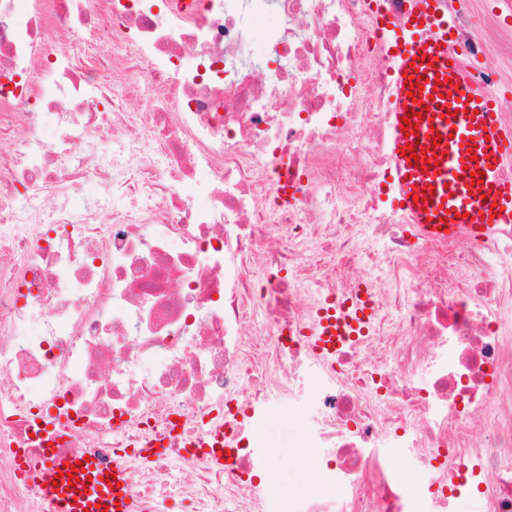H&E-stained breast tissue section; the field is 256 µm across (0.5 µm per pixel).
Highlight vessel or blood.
I'll return each instance as SVG.
<instances>
[{"mask_svg":"<svg viewBox=\"0 0 512 512\" xmlns=\"http://www.w3.org/2000/svg\"><path fill=\"white\" fill-rule=\"evenodd\" d=\"M440 5L441 0H417L415 20L405 21L398 37L391 124L396 204L426 236L453 238L465 231L483 238L512 217V176L506 172L512 163V130L454 50ZM406 118L418 121L416 134L408 137L401 130ZM431 136L438 137L437 146L428 145ZM408 145L428 160L427 170L411 165L403 153ZM478 170L485 174L479 187L471 177ZM427 187L432 190L428 196L423 193ZM365 315L355 304L315 324L310 339L319 356L333 357ZM75 463V457L56 456L31 474L57 512H152L132 492L124 466L107 465L95 454L82 464L92 478L88 493L70 490L68 478L58 472Z\"/></svg>","mask_w":512,"mask_h":512,"instance_id":"vessel-or-blood-1","label":"vessel or blood"}]
</instances>
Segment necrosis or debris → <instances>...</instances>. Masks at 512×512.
Masks as SVG:
<instances>
[{
    "label": "necrosis or debris",
    "instance_id": "1",
    "mask_svg": "<svg viewBox=\"0 0 512 512\" xmlns=\"http://www.w3.org/2000/svg\"><path fill=\"white\" fill-rule=\"evenodd\" d=\"M413 8L0 0V512H56L27 475L53 413L60 452L122 458L156 512H270L253 433L311 372L304 442L349 512H455L473 486L512 512V223L429 238L389 205ZM450 25L479 81L512 83V0ZM91 179L93 201L43 210ZM361 289L363 332L321 363L309 329ZM218 428L222 468L191 448ZM429 463L410 494L400 467Z\"/></svg>",
    "mask_w": 512,
    "mask_h": 512
}]
</instances>
